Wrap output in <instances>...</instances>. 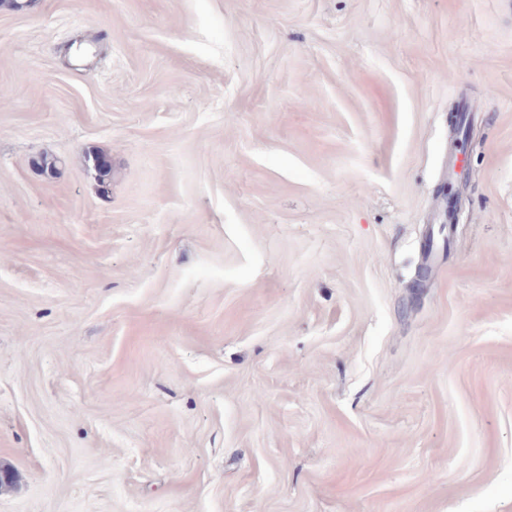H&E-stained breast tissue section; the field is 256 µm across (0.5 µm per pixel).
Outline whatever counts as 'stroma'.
Returning <instances> with one entry per match:
<instances>
[{"instance_id":"stroma-1","label":"stroma","mask_w":512,"mask_h":512,"mask_svg":"<svg viewBox=\"0 0 512 512\" xmlns=\"http://www.w3.org/2000/svg\"><path fill=\"white\" fill-rule=\"evenodd\" d=\"M1 87L0 512H512V0H0ZM88 168L95 171L99 191L102 196H108L112 181V163L105 154L94 153L85 157Z\"/></svg>"}]
</instances>
